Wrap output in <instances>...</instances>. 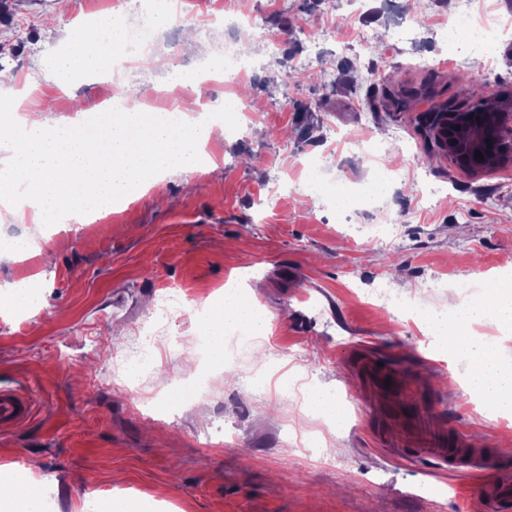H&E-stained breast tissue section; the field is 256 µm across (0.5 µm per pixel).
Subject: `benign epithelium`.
I'll return each mask as SVG.
<instances>
[{
    "label": "benign epithelium",
    "mask_w": 512,
    "mask_h": 512,
    "mask_svg": "<svg viewBox=\"0 0 512 512\" xmlns=\"http://www.w3.org/2000/svg\"><path fill=\"white\" fill-rule=\"evenodd\" d=\"M492 126L491 139L499 144L497 153H488L487 144L474 137L473 129L485 122ZM437 142L457 166L464 169H477L481 161L475 159V151H480L484 160L493 162L512 159V110L497 109L489 114L480 108L452 109L441 112L431 125Z\"/></svg>",
    "instance_id": "1"
}]
</instances>
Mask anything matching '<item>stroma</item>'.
<instances>
[{"instance_id": "1", "label": "stroma", "mask_w": 512, "mask_h": 512, "mask_svg": "<svg viewBox=\"0 0 512 512\" xmlns=\"http://www.w3.org/2000/svg\"><path fill=\"white\" fill-rule=\"evenodd\" d=\"M0 0V64L35 80L30 108L50 121L79 101L99 103L122 86L143 95L182 90L171 108L193 112L191 75L199 47L251 42L255 58L231 94L210 92L220 115L227 98L256 112L243 134H214L211 173L166 177L148 193L99 215L95 224L43 228L0 210V237L35 235L53 254L0 259V286L33 281L27 312L0 309V388H19L31 417L0 431V467L36 466L52 512H95L113 497L147 512H465L482 488L512 482V421L490 418L465 389L467 361L448 356L417 313L373 297L418 296L443 310L435 279L470 285L475 274L512 277V162L460 169L439 149L425 119L458 102L468 75L494 105L512 100V32L493 63L448 43L454 11L512 14V0H198L197 12L229 8L262 19L285 44L271 53L258 37L227 26L195 28L194 43L164 25L154 45L119 84L63 69L69 31L95 22L112 41L113 0ZM335 28L324 38L310 17ZM301 73L286 88L283 69ZM373 135L394 147L398 178L385 187L388 220L374 205L334 197L369 183L377 169L355 151L335 153L320 194L298 190L306 162L326 140ZM380 166V167H381ZM255 293L269 332L246 365L210 364L208 397L196 398L200 319L155 323L162 289L192 291L198 304L227 284ZM157 324L156 375L138 395L111 372L140 324ZM390 363L431 424L460 427L484 467L466 478L395 459L368 439L376 406L354 390L356 356ZM332 395L338 416L308 409L313 391Z\"/></svg>"}]
</instances>
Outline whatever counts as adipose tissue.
Returning a JSON list of instances; mask_svg holds the SVG:
<instances>
[{
	"instance_id": "ef3b65f1",
	"label": "adipose tissue",
	"mask_w": 512,
	"mask_h": 512,
	"mask_svg": "<svg viewBox=\"0 0 512 512\" xmlns=\"http://www.w3.org/2000/svg\"><path fill=\"white\" fill-rule=\"evenodd\" d=\"M212 125L176 110L127 112L113 116L82 108L76 116L56 122L38 112L0 111V169L12 172L15 183L0 181V196L23 192L35 224L55 223L68 215L88 223L90 215L118 206L148 190L162 173L215 171L205 151ZM253 298L229 292L209 308L204 331L214 349L224 344L227 327H243L261 335L264 320L252 311ZM454 322L429 314V332L446 336L448 351L472 365L471 388L480 393L492 416L512 417V372H503L497 350L478 342L474 321L486 318L512 323V284L485 289L477 302L449 300ZM45 487L31 470L0 471V512H42Z\"/></svg>"
}]
</instances>
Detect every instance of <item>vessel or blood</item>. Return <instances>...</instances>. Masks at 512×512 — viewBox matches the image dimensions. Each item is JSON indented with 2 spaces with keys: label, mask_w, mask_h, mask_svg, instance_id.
<instances>
[{
  "label": "vessel or blood",
  "mask_w": 512,
  "mask_h": 512,
  "mask_svg": "<svg viewBox=\"0 0 512 512\" xmlns=\"http://www.w3.org/2000/svg\"><path fill=\"white\" fill-rule=\"evenodd\" d=\"M366 388L379 402L381 425L375 433L383 447L398 449L407 459L449 470L472 468L462 431L453 435L435 432L413 396L401 394V383L390 365L367 358L359 363ZM30 412L27 400L14 391L0 390V428L24 421Z\"/></svg>",
  "instance_id": "b4317fda"
}]
</instances>
